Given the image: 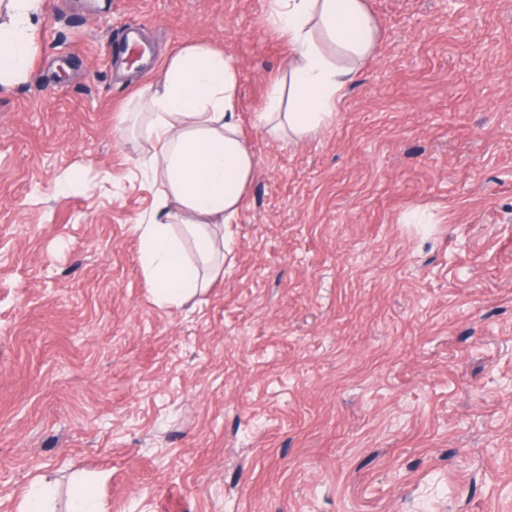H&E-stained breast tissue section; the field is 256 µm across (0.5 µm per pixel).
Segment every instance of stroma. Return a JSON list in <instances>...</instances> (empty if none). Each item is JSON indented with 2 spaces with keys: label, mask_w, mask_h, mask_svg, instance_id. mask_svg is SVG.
<instances>
[{
  "label": "stroma",
  "mask_w": 512,
  "mask_h": 512,
  "mask_svg": "<svg viewBox=\"0 0 512 512\" xmlns=\"http://www.w3.org/2000/svg\"><path fill=\"white\" fill-rule=\"evenodd\" d=\"M376 57L303 139L255 122L269 0H43L0 90V512H512V0H367ZM142 26L154 62L113 41ZM238 72L255 160L223 274L156 305L138 90ZM52 493L49 485L35 479L23 494L20 512H46L45 506Z\"/></svg>",
  "instance_id": "35a3bbf8"
}]
</instances>
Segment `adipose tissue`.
I'll use <instances>...</instances> for the list:
<instances>
[{"instance_id": "1", "label": "adipose tissue", "mask_w": 512, "mask_h": 512, "mask_svg": "<svg viewBox=\"0 0 512 512\" xmlns=\"http://www.w3.org/2000/svg\"><path fill=\"white\" fill-rule=\"evenodd\" d=\"M43 0H7L0 22V87L28 70ZM268 22L286 40L285 75L256 125L270 137H305L332 122L336 103L377 53L381 29L366 0H270ZM237 72L205 43L180 48L162 78L142 88L147 162L176 207L137 225L141 266L159 306L182 307L222 271L214 235L234 222L255 162L236 112Z\"/></svg>"}]
</instances>
